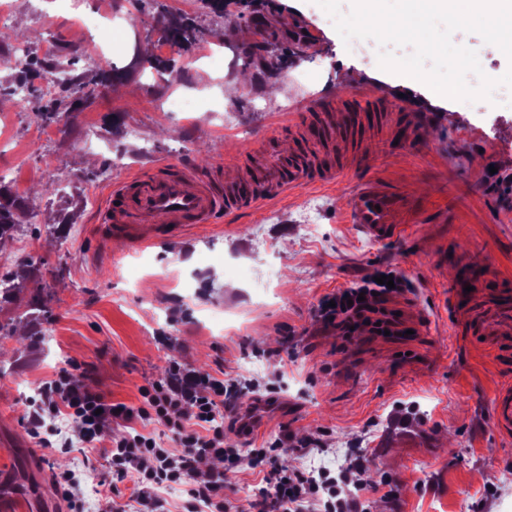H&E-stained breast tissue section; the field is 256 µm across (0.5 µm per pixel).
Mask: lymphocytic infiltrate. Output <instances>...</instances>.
Returning a JSON list of instances; mask_svg holds the SVG:
<instances>
[{
	"mask_svg": "<svg viewBox=\"0 0 512 512\" xmlns=\"http://www.w3.org/2000/svg\"><path fill=\"white\" fill-rule=\"evenodd\" d=\"M408 282L394 276L392 286L365 277L352 287L334 294V306L321 307L324 327L351 335L353 327L366 321L376 305L384 304L390 289L406 288ZM90 369L77 361L59 368L52 379L39 387L27 427L41 447L58 445L61 452L71 450L68 440L51 442L47 420L70 417L82 430V441L95 446L113 425L123 426L124 436L100 454L112 469L116 481L132 478L131 498L136 502L156 499L159 491L172 485L188 488L184 512H227L229 505L220 495L224 476L200 470L198 462L214 457L231 465L247 463L250 468L270 466L273 448H237L224 442V412L235 409L241 386L208 374L173 364L162 380L141 388L140 405L116 404L87 385ZM163 426L180 447L171 454L150 434L140 432L145 423ZM364 454L356 452L349 467L355 473L357 492L340 494L329 471L271 468L253 506L256 512H365L362 494L368 488L363 479Z\"/></svg>",
	"mask_w": 512,
	"mask_h": 512,
	"instance_id": "1",
	"label": "lymphocytic infiltrate"
}]
</instances>
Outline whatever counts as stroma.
I'll use <instances>...</instances> for the list:
<instances>
[{"instance_id": "obj_1", "label": "stroma", "mask_w": 512, "mask_h": 512, "mask_svg": "<svg viewBox=\"0 0 512 512\" xmlns=\"http://www.w3.org/2000/svg\"><path fill=\"white\" fill-rule=\"evenodd\" d=\"M277 2L260 31L251 22L256 0H230L221 19L201 0H0L13 11L0 54L22 33L33 58L0 65V175L30 209L13 237L0 241V279L27 277L0 303V322L27 331L0 336V434L10 442L0 447V470L14 488L11 512L46 499L55 500L54 512H67L52 482L64 469L80 472V493L94 506L111 499L129 512L182 510L184 495L167 491L156 502H132L131 480L101 485L109 465L98 454H59L29 436L22 419L33 397L70 359L93 366V390L135 406L140 387L164 377L174 360L220 380L258 384L239 406L266 399L269 408L252 434L225 425V442H274L279 467L321 462L335 473L352 449H367V512H457L462 501L468 512H512V481L502 479L512 474V436L500 434L492 417L494 387L512 373V360L493 361L453 328L455 270L439 259L446 246L512 272V99L467 105L440 96L351 54L311 0ZM102 10L125 31L100 57L103 35L80 30L77 20ZM165 16L197 27L189 49L162 39ZM303 27L312 40L301 38ZM452 41L476 50L489 77L512 68L478 34L458 31ZM54 49L79 78L127 72L131 93L99 86L70 115L34 123L36 112L54 108L40 76L45 52ZM141 53L173 62L178 77L167 82L141 71L133 64ZM228 84L240 87L230 100ZM363 88L420 114L418 139L348 166L336 184L298 187L180 237L136 247L102 234L97 215L114 182L156 160H187L192 145L205 147L209 167L232 180L241 151L270 123ZM178 94L201 110L164 111L165 98ZM365 175L419 204L394 241H375L348 222L346 198ZM51 180L63 189L40 194ZM269 266L279 269L278 279L256 289ZM389 270L414 284L387 303L401 324H415L413 336H378L365 326L346 337L321 328L325 296ZM39 291L42 311L31 307ZM213 307L228 315L223 330L206 319ZM314 437L318 447L298 452ZM214 468L224 474L230 512H254L261 474L229 471L221 461ZM386 477L397 497L382 486Z\"/></svg>"}]
</instances>
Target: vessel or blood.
I'll return each mask as SVG.
<instances>
[{
    "label": "vessel or blood",
    "mask_w": 512,
    "mask_h": 512,
    "mask_svg": "<svg viewBox=\"0 0 512 512\" xmlns=\"http://www.w3.org/2000/svg\"><path fill=\"white\" fill-rule=\"evenodd\" d=\"M374 114L388 118L394 108L389 101L367 93L356 99L335 95L321 111L274 123L267 128L265 139L287 130L296 132L295 152L272 156L262 177L247 171L221 189L196 162L155 163L147 173H136L113 184L99 222L112 237L143 245L220 223L225 215L287 195L302 182L334 183L343 169L324 166L322 155L337 149L363 156L372 141L369 118ZM346 207L350 223L360 225L377 241L396 238L408 222V204L402 193L373 177L361 179L348 195ZM460 267L448 291L449 310L466 304L473 342L483 343L498 357L512 356V274L494 270L488 262L464 261ZM490 275L495 278V290L475 298L472 287ZM493 418L501 434H512L511 381L495 391Z\"/></svg>",
    "instance_id": "vessel-or-blood-1"
}]
</instances>
